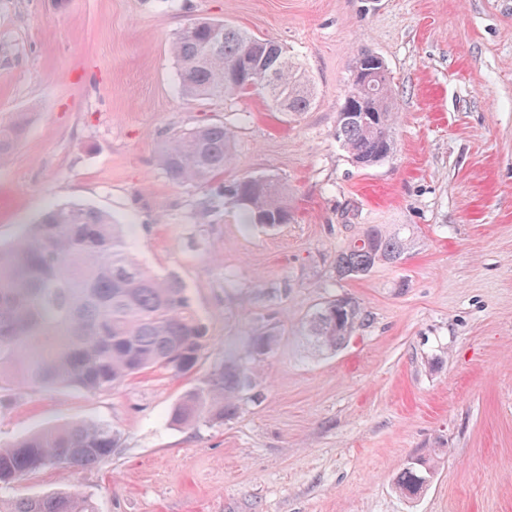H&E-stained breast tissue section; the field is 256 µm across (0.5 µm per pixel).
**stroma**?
Here are the masks:
<instances>
[{"label": "stroma", "instance_id": "obj_1", "mask_svg": "<svg viewBox=\"0 0 512 512\" xmlns=\"http://www.w3.org/2000/svg\"><path fill=\"white\" fill-rule=\"evenodd\" d=\"M225 21L305 64L315 106L284 120L258 95L192 100L170 45ZM380 55L394 154L358 167L334 132L353 62ZM27 114L0 160V245L51 206L130 225L133 251L175 276L205 325L189 373L147 370L108 391L0 390V443L64 423L111 424V457L39 470L6 496L67 492L98 512H512V0H0V125ZM221 121L223 176L175 185L157 157L175 131ZM278 179L291 219L247 225L222 190ZM368 224L408 230L401 263L337 279ZM366 319L334 352L305 335L327 300ZM276 342L260 399L223 425L172 424L179 399L247 337ZM435 466L417 498L400 470Z\"/></svg>", "mask_w": 512, "mask_h": 512}]
</instances>
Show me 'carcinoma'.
Segmentation results:
<instances>
[{"mask_svg": "<svg viewBox=\"0 0 512 512\" xmlns=\"http://www.w3.org/2000/svg\"><path fill=\"white\" fill-rule=\"evenodd\" d=\"M221 35L212 28H181L171 43L178 66V91L190 99L251 93L245 76L276 67L262 98L276 112L296 117L316 104L317 91L308 71L276 41L260 38L227 23ZM384 67L358 53L344 101L367 121L337 119L336 142L357 165L367 168L395 151L396 112ZM27 127L26 115L0 126V159L9 155ZM232 131L224 123L180 130L164 143L162 169L177 185L204 187L224 174L231 160ZM243 177L224 188L245 210L247 222L271 225L289 221L283 187L271 181L249 186ZM360 236L374 249L352 239L336 253L339 277L365 276L379 263L403 259L409 245L401 231L378 224ZM364 317L350 298L334 299L316 310L306 326L313 344L340 349ZM206 343V329L175 278H159L134 257L124 225L88 205L67 204L45 212L37 223L7 247H0V389L66 384L88 392L109 390L154 368L189 371ZM275 337L251 338L246 356L214 364L203 383L174 406L173 424L194 427L222 424L238 410L240 394L255 387L261 357ZM117 435L108 423L52 427L17 442L0 444V488L45 467L93 466L112 456ZM433 468L411 462L396 479V489L415 497L425 489ZM0 512H97L89 496L50 493L40 497L0 498Z\"/></svg>", "mask_w": 512, "mask_h": 512, "instance_id": "1", "label": "carcinoma"}]
</instances>
